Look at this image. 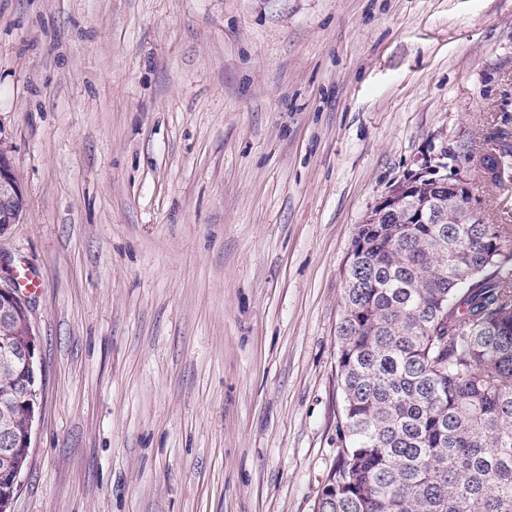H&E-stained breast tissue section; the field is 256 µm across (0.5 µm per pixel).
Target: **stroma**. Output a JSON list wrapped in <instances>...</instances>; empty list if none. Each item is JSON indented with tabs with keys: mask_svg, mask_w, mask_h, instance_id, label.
Masks as SVG:
<instances>
[{
	"mask_svg": "<svg viewBox=\"0 0 512 512\" xmlns=\"http://www.w3.org/2000/svg\"><path fill=\"white\" fill-rule=\"evenodd\" d=\"M512 0H0L43 392L11 512H314L340 271L447 147L512 192Z\"/></svg>",
	"mask_w": 512,
	"mask_h": 512,
	"instance_id": "obj_1",
	"label": "stroma"
}]
</instances>
